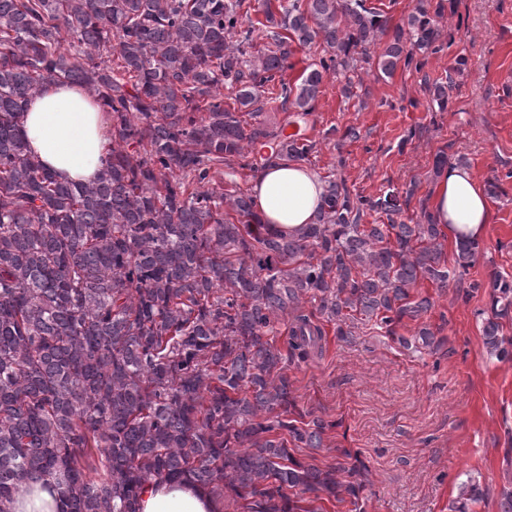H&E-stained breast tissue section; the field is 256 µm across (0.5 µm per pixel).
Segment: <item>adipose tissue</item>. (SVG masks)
<instances>
[{"instance_id": "ef3b65f1", "label": "adipose tissue", "mask_w": 512, "mask_h": 512, "mask_svg": "<svg viewBox=\"0 0 512 512\" xmlns=\"http://www.w3.org/2000/svg\"><path fill=\"white\" fill-rule=\"evenodd\" d=\"M26 144L57 178L93 181L109 146V122L94 96L83 86L48 82L30 98L21 117ZM250 192L262 223L284 234L312 223L324 194L315 170L302 163L262 166ZM432 215L453 241L481 243L494 213L486 187L472 169L456 163L442 167L434 184ZM58 490L48 480L25 485L9 512H59ZM137 512H219L218 502L188 481L156 480L140 492Z\"/></svg>"}]
</instances>
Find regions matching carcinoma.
I'll return each instance as SVG.
<instances>
[{
    "instance_id": "obj_1",
    "label": "carcinoma",
    "mask_w": 512,
    "mask_h": 512,
    "mask_svg": "<svg viewBox=\"0 0 512 512\" xmlns=\"http://www.w3.org/2000/svg\"><path fill=\"white\" fill-rule=\"evenodd\" d=\"M305 2L279 5L277 19L264 0L269 42L257 49L244 0H0V512L39 477L60 490V512H136L157 479L230 491L242 512H322L315 503L347 495L358 505L343 460L322 469L288 451L322 447L335 424L288 418L285 363L322 351V320L345 336L356 320L392 335L422 319L431 299L411 290L446 288L450 272L441 225L395 220L390 193L354 197L330 176L313 223L285 235L237 188L273 136L264 105L313 111L324 78L368 59L383 29L366 0ZM445 2L417 0L377 56L382 75L442 50L433 17ZM318 38L331 55L288 84L295 49ZM50 81L86 87L112 117L90 183L58 180L27 149L20 115ZM315 148L282 138L264 162ZM369 211L388 223H362ZM477 256L456 244L462 269ZM490 288L485 346L512 360L499 322L512 281ZM280 323L285 354L270 338ZM88 448L100 451L93 477ZM480 496L463 483L449 512Z\"/></svg>"
}]
</instances>
